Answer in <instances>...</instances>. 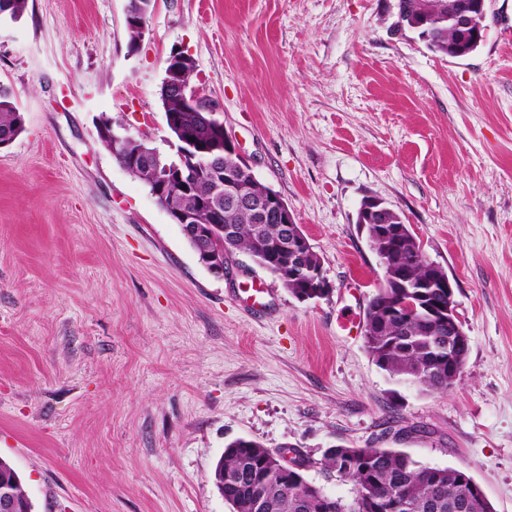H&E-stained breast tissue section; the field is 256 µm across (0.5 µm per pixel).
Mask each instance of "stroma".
<instances>
[{
  "label": "stroma",
  "mask_w": 512,
  "mask_h": 512,
  "mask_svg": "<svg viewBox=\"0 0 512 512\" xmlns=\"http://www.w3.org/2000/svg\"><path fill=\"white\" fill-rule=\"evenodd\" d=\"M126 4L28 0L0 22V85L24 117L0 148V458L36 512H231L211 472L239 437L297 449L345 501L321 464L337 444L466 469L512 512V0L460 59L392 36L390 0H156L134 51ZM175 49L292 209L328 296L297 301L244 252L207 271L101 144L108 117L166 148ZM368 197L457 283L470 350L448 392L366 350L383 276L356 224Z\"/></svg>",
  "instance_id": "1"
}]
</instances>
